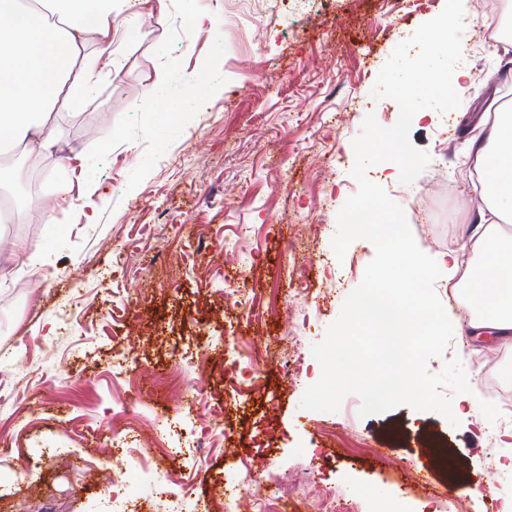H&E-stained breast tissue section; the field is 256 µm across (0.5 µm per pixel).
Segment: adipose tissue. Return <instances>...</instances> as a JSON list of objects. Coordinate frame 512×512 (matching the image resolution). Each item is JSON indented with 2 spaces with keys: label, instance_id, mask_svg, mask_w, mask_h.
<instances>
[{
  "label": "adipose tissue",
  "instance_id": "1",
  "mask_svg": "<svg viewBox=\"0 0 512 512\" xmlns=\"http://www.w3.org/2000/svg\"><path fill=\"white\" fill-rule=\"evenodd\" d=\"M138 0H0V140L49 150L57 144V116L86 102L99 69L120 67L115 37L140 19ZM465 33L455 8L415 33L420 54L445 44L455 47ZM96 50H89V42ZM448 85H435L412 104L416 118L431 116L438 98L460 96L468 72L456 55L441 66ZM468 157L479 174L483 205L465 240L478 257L476 269L462 268L460 250L410 257L411 280L452 283L467 323L449 321L428 298L409 297L413 314L441 334L467 328L469 335L512 340V239L499 231L512 219V111L483 115Z\"/></svg>",
  "mask_w": 512,
  "mask_h": 512
}]
</instances>
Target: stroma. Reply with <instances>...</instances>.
<instances>
[{"mask_svg":"<svg viewBox=\"0 0 512 512\" xmlns=\"http://www.w3.org/2000/svg\"><path fill=\"white\" fill-rule=\"evenodd\" d=\"M199 2L204 21L195 25L183 0H147L145 21L116 42L121 69L90 105L58 115V145L19 151L47 204L0 224V268L15 272L12 244L43 253L37 273L15 272L0 287V512H104L115 492L140 499L146 512H195L196 499L211 496L257 444L255 463L273 477L267 493L288 498L294 512H315L293 487L325 456L333 460L323 467L328 482L361 501L382 492L401 501L400 512H497L512 473L497 467L489 380L502 364L489 355L512 359V344L456 335L429 360L433 374L460 361L488 407L483 419L455 426L408 405L363 418L355 395L348 408L311 411L301 399L314 376L281 384L291 314L309 316L299 350L310 354L375 255L361 239L341 259L332 248L342 202L358 189L353 141L367 114L396 122L398 104L371 95L378 73L444 0H412L398 14L387 0H291L275 12L268 0ZM459 52L477 79L461 102L439 101L434 117L411 125L412 144L430 158L426 169L408 186L391 161L366 174L403 207L429 255L447 249L448 223L469 227L481 207L469 142L483 113L512 95L497 52L477 51L471 39ZM163 72L187 80L196 109L158 85ZM149 99L152 111H141ZM77 156L92 175L58 201ZM419 199L433 207L430 226L416 222ZM242 265L250 270L244 303L225 304V281ZM299 277L309 294L290 297ZM130 336L140 345L116 368ZM230 336H259L264 347L254 365L261 391L228 400ZM187 352L204 394L193 424L206 426L222 407L236 445L225 447L219 434L203 451L187 448L171 480H188L190 496L159 501L150 479L110 453L112 429L124 426L123 408L138 391L152 407L143 433L169 432L180 403L171 371ZM324 426L338 438L317 436ZM413 469L434 493L410 477Z\"/></svg>","mask_w":512,"mask_h":512,"instance_id":"obj_1","label":"stroma"}]
</instances>
